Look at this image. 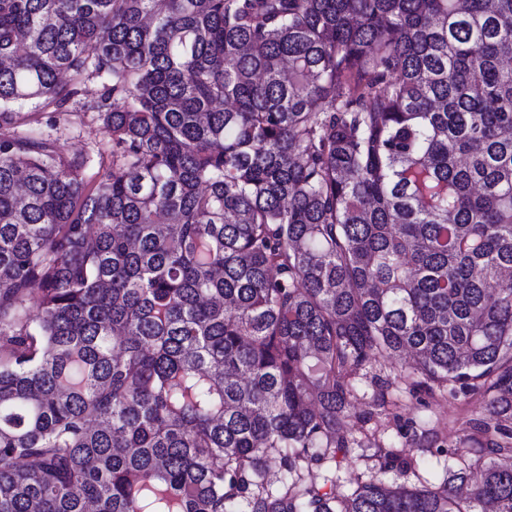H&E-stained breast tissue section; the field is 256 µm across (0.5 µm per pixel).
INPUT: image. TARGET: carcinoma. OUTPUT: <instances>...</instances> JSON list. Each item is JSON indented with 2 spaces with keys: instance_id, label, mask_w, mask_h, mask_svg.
Returning a JSON list of instances; mask_svg holds the SVG:
<instances>
[{
  "instance_id": "1",
  "label": "carcinoma",
  "mask_w": 512,
  "mask_h": 512,
  "mask_svg": "<svg viewBox=\"0 0 512 512\" xmlns=\"http://www.w3.org/2000/svg\"><path fill=\"white\" fill-rule=\"evenodd\" d=\"M511 59L512 0H0V512H512ZM403 354L483 413L374 456L466 464L322 491ZM100 94V83L96 80L89 81L82 95L78 97L76 105L73 106L82 110L78 112V117L59 115L51 112L52 109H48L45 112H39L37 115L39 124L34 126L58 138L62 152L69 156L99 144L107 148L109 137L103 128L99 113L92 109L100 101ZM65 119H69V122ZM54 124L55 126L52 127ZM419 467H417L419 473L431 482H438L445 474L446 468L448 467L447 456H427L419 460Z\"/></svg>"
}]
</instances>
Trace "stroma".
I'll use <instances>...</instances> for the list:
<instances>
[{
	"mask_svg": "<svg viewBox=\"0 0 512 512\" xmlns=\"http://www.w3.org/2000/svg\"><path fill=\"white\" fill-rule=\"evenodd\" d=\"M101 85L98 81L87 82L82 95L78 98L76 115L65 117L51 111L39 113L40 128L58 138L63 153L73 155L96 145L107 144L109 137L95 107L100 100ZM404 362L403 357L382 358L370 365L365 371L366 378L360 384V397L357 403V415L346 422L347 433L354 439L352 456L343 460L336 470L337 491H347L355 487L358 478L371 474H381L386 481H393L395 474L382 471L381 463L373 457L368 432L385 429V439L400 445L412 430L430 426L435 419H443L449 442L463 438L472 419L479 417L482 400L477 396L462 394L445 397L432 396L424 392L410 393L407 386L397 376V370ZM390 379L389 393L401 404V420L398 425L385 427L383 415L372 412L373 386L372 376Z\"/></svg>",
	"mask_w": 512,
	"mask_h": 512,
	"instance_id": "1",
	"label": "stroma"
}]
</instances>
